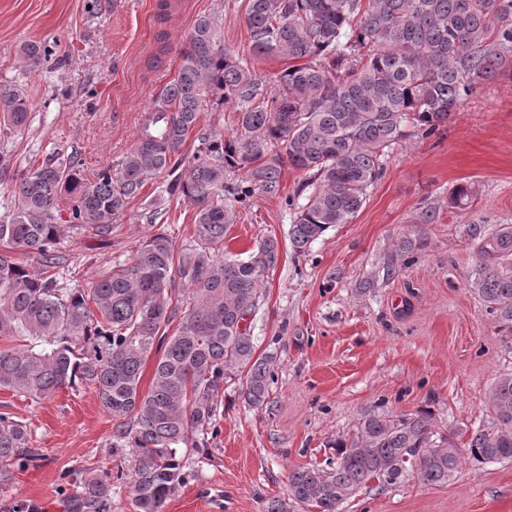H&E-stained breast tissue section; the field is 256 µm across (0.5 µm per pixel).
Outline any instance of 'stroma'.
I'll return each instance as SVG.
<instances>
[{
  "instance_id": "obj_1",
  "label": "stroma",
  "mask_w": 512,
  "mask_h": 512,
  "mask_svg": "<svg viewBox=\"0 0 512 512\" xmlns=\"http://www.w3.org/2000/svg\"><path fill=\"white\" fill-rule=\"evenodd\" d=\"M247 0H0V88L26 94V127H0V217L18 206L16 180L55 156L77 157L86 176L118 167L163 87L177 74L194 19L218 16L224 43L250 52ZM46 41L55 54L26 70L19 47ZM176 177L149 180L100 240L71 224L69 201L55 213L59 250L87 288L164 232L176 248L190 244L193 206L169 195ZM461 183L473 196L449 208ZM437 208L423 224V205ZM512 224V66L478 86L440 135L413 129L389 152L386 170L347 224L329 229L294 256L289 214L280 196L256 195L238 209L225 240L228 254L273 238L281 252L263 277L253 320L257 351L273 358L266 406L253 408L226 380L203 448L189 449L184 485L165 512H265L287 497L291 471L326 466L332 442L355 432L376 406L428 415L436 432L468 439L488 419L494 381L512 374L505 344L468 280L475 249L465 225ZM402 234L427 247L404 266L393 261ZM372 281L363 289L364 281ZM27 425L41 458L13 465L0 483V512H72L82 472L112 470V512H133L129 455L113 454V421L93 389H60L31 399L0 390V415ZM340 512H512V462L463 460L448 482L423 484L408 471L396 484L370 482Z\"/></svg>"
}]
</instances>
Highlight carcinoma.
Returning a JSON list of instances; mask_svg holds the SVG:
<instances>
[{
    "label": "carcinoma",
    "instance_id": "1",
    "mask_svg": "<svg viewBox=\"0 0 512 512\" xmlns=\"http://www.w3.org/2000/svg\"><path fill=\"white\" fill-rule=\"evenodd\" d=\"M512 0H247L250 56L224 45L219 18L197 17L175 78L146 116L135 146L120 168L86 177L70 158H52L15 183L18 208L0 218V389L43 399L64 387L94 389L115 422L112 452L134 455V512H164L186 478L193 434H207L213 398L224 377L240 375L251 406L267 402L275 374L271 357L257 353L252 324L261 304L262 277L279 258L265 239L243 258L224 257V240L237 209L258 193L280 194L284 165L305 180L283 197L291 217L288 239L296 255L338 224L349 223L368 189L386 169L387 150L408 126L424 138L441 133L476 86L512 60ZM497 20L504 25L496 28ZM53 54L38 41L20 46L34 70ZM267 57L288 67L264 80L254 63ZM238 114L236 132L224 138L203 130L209 104ZM29 101L16 88L0 90V123L22 128ZM192 155L182 151L189 136ZM183 156L169 183L195 209L193 243L175 247L156 233L127 262L112 267L89 288L60 275L59 225L54 212L67 196L74 224L112 232L144 183ZM471 196L459 184L448 208ZM476 260L469 288L505 342H512V224H468ZM424 239L393 244L409 262ZM32 251L31 271L9 254ZM191 287L185 306L176 296ZM177 332L167 326L178 310ZM154 360L150 389L140 391L144 365ZM488 424L461 448L450 436L434 439L423 414L364 412L353 438L331 443L327 467L291 472L288 498L272 499L266 512H338L373 480L398 482L408 469L428 485L444 484L461 460L512 461V375L489 393ZM26 425L0 415V477L7 466L33 462ZM74 512H112V472H88L74 496Z\"/></svg>",
    "mask_w": 512,
    "mask_h": 512
}]
</instances>
